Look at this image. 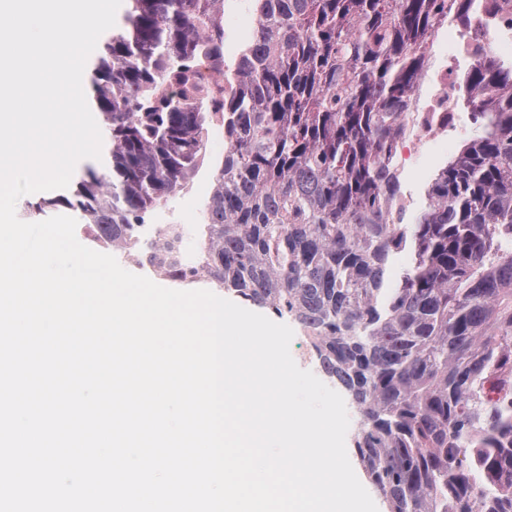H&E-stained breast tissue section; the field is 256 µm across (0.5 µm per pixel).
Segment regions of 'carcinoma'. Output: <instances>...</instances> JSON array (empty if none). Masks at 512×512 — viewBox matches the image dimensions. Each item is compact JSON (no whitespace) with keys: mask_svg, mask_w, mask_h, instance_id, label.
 I'll use <instances>...</instances> for the list:
<instances>
[{"mask_svg":"<svg viewBox=\"0 0 512 512\" xmlns=\"http://www.w3.org/2000/svg\"><path fill=\"white\" fill-rule=\"evenodd\" d=\"M252 2L226 95L194 78L224 61V0H129L90 84L111 166L37 206L81 212L119 249L194 174L224 113L206 264L178 281L303 328L359 411L355 453L386 512H512V63L488 51L466 68L478 134L413 223L395 221L407 98L431 37L468 26L471 0Z\"/></svg>","mask_w":512,"mask_h":512,"instance_id":"cac0c4a2","label":"carcinoma"}]
</instances>
